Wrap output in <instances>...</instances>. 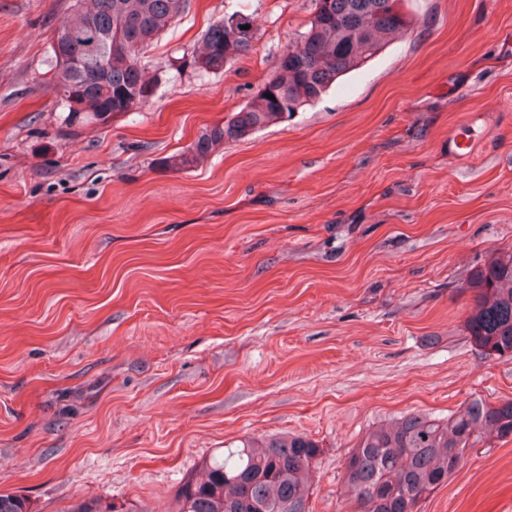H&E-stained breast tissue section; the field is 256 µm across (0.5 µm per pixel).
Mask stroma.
Masks as SVG:
<instances>
[{"label":"stroma","mask_w":512,"mask_h":512,"mask_svg":"<svg viewBox=\"0 0 512 512\" xmlns=\"http://www.w3.org/2000/svg\"><path fill=\"white\" fill-rule=\"evenodd\" d=\"M73 0H0V490L175 512L204 459L307 435L309 512H356L345 457L408 413L512 400L470 339L466 285L512 251V0H403L412 29L317 102L175 171L257 94L312 0H192L141 64L148 101L66 123L51 38ZM250 14L255 49L194 55ZM475 157L448 158L468 110ZM414 512H512L487 435ZM235 14L238 15L227 16L224 20L211 24L206 30L195 57V63L202 70H223L225 66L253 50L256 35L252 18L243 13ZM224 21L235 25L225 24ZM245 25H249V29L241 30L240 26ZM487 112L471 110L463 129L448 132V158L455 162L471 159L487 131Z\"/></svg>","instance_id":"stroma-1"}]
</instances>
